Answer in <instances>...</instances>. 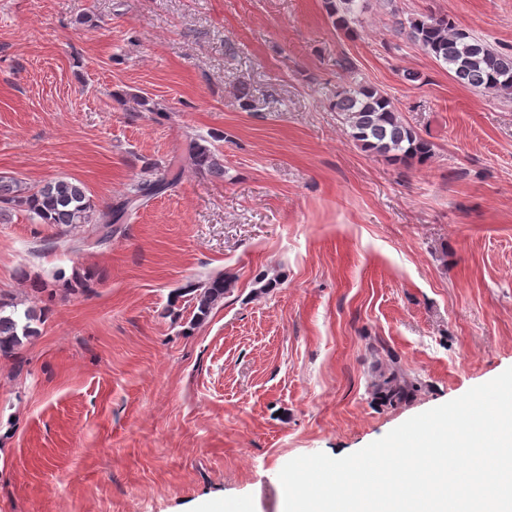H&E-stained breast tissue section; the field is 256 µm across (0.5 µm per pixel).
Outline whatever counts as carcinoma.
<instances>
[{
  "label": "carcinoma",
  "instance_id": "1",
  "mask_svg": "<svg viewBox=\"0 0 512 512\" xmlns=\"http://www.w3.org/2000/svg\"><path fill=\"white\" fill-rule=\"evenodd\" d=\"M356 0H326L336 28L346 30L356 13ZM399 33L436 61L448 66V72L460 84L477 92L512 100V53L500 50L489 42L462 29L446 15H425L398 22ZM336 111L350 129V136L364 148L395 164H423L432 154V143L408 126L391 99L382 91L358 85L337 96ZM184 161L200 173L224 177L222 159L208 146L193 139ZM176 178H140L130 184L127 192L106 209L96 213L85 187L80 183L58 180L37 188H27L12 178L0 177V212L23 210L40 224L66 227L92 225L96 243L103 245L117 233V224L149 200L171 189ZM95 274L75 273L63 282L65 290L85 292L92 288ZM232 280L223 274L191 283L169 301L165 315L177 316L175 308L180 297L191 296L195 313L191 325L204 323L214 307L231 291ZM46 309L29 307L20 312L12 299L0 295V359L14 363L22 370L20 351L25 343L40 335ZM375 394L394 405L421 390V383L406 377L394 367L381 373L374 384Z\"/></svg>",
  "mask_w": 512,
  "mask_h": 512
}]
</instances>
